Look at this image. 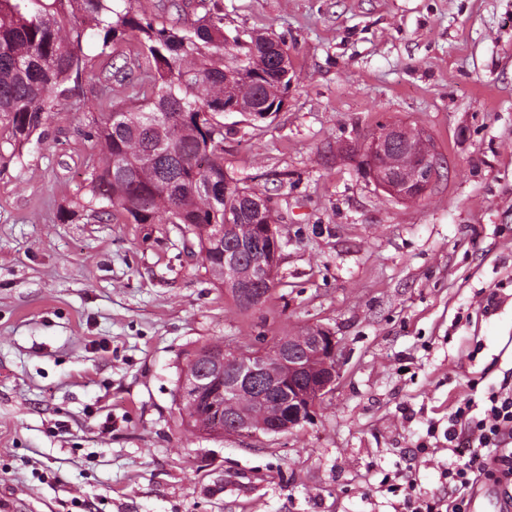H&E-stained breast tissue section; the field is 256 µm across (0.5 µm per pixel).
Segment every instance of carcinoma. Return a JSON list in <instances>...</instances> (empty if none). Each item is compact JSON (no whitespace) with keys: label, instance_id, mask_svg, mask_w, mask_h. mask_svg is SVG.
Wrapping results in <instances>:
<instances>
[{"label":"carcinoma","instance_id":"1","mask_svg":"<svg viewBox=\"0 0 512 512\" xmlns=\"http://www.w3.org/2000/svg\"><path fill=\"white\" fill-rule=\"evenodd\" d=\"M137 39L144 65L92 73L84 43L94 37L100 55L125 37ZM279 42L263 34L229 36L224 15L206 13L189 25L146 17L133 0H0V115L17 151L43 127L55 99L72 94L89 74L129 94L85 101L101 144L100 164L87 178L80 207L100 218L115 214L134 224H183L205 269L221 265L224 241L204 233L205 224L230 217L246 260L269 240L258 225L273 224L272 210L257 217L248 198L257 196L224 171L218 120L197 124L196 112L224 113V100L244 107L282 104L291 70L282 67ZM210 184L213 190L201 187ZM193 433L210 421L207 408H185Z\"/></svg>","mask_w":512,"mask_h":512}]
</instances>
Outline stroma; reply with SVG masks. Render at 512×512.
Here are the masks:
<instances>
[{
  "instance_id": "stroma-1",
  "label": "stroma",
  "mask_w": 512,
  "mask_h": 512,
  "mask_svg": "<svg viewBox=\"0 0 512 512\" xmlns=\"http://www.w3.org/2000/svg\"><path fill=\"white\" fill-rule=\"evenodd\" d=\"M171 3L134 7L185 23L219 10L225 31L289 55L279 112L219 117L225 171L273 206L275 285L240 311L182 225L80 209L100 157L91 81L21 154L0 120V512H395L383 480L407 468L439 493L449 451L415 453L429 422L447 428L469 379L512 375V0ZM385 123L444 161L419 199L362 170ZM313 326L342 364L311 421L189 433L175 393L195 351Z\"/></svg>"
}]
</instances>
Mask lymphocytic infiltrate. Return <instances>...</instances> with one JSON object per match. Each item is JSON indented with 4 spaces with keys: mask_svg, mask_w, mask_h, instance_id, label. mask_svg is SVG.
Masks as SVG:
<instances>
[{
    "mask_svg": "<svg viewBox=\"0 0 512 512\" xmlns=\"http://www.w3.org/2000/svg\"><path fill=\"white\" fill-rule=\"evenodd\" d=\"M443 433L456 465L445 468L443 493L425 496L417 492L411 475L400 472L386 481L390 493L399 495L400 512H468L473 489L493 482L502 492L506 507H512V383L487 387L483 401L466 397L448 411V427L429 424V437Z\"/></svg>",
    "mask_w": 512,
    "mask_h": 512,
    "instance_id": "f902f5d3",
    "label": "lymphocytic infiltrate"
}]
</instances>
